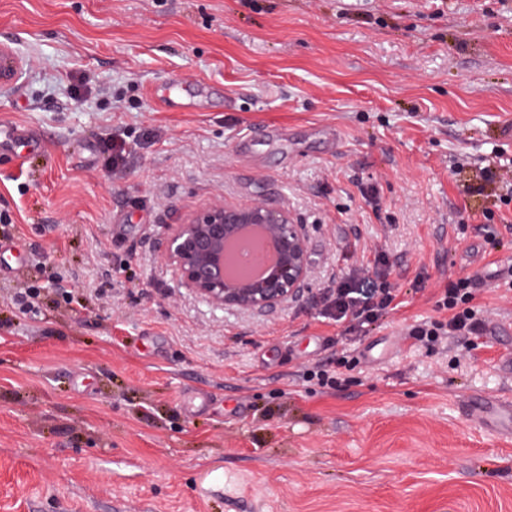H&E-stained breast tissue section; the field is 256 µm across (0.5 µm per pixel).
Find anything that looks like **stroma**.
<instances>
[{"label": "stroma", "instance_id": "obj_1", "mask_svg": "<svg viewBox=\"0 0 512 512\" xmlns=\"http://www.w3.org/2000/svg\"><path fill=\"white\" fill-rule=\"evenodd\" d=\"M0 43L27 61L0 121L40 136L0 156V512H512V441L465 414L512 397V190L465 191L512 160V0H0ZM213 199L308 224L300 299L174 288L164 227ZM380 256L402 305L359 340L319 294ZM461 274L481 348L415 346Z\"/></svg>", "mask_w": 512, "mask_h": 512}]
</instances>
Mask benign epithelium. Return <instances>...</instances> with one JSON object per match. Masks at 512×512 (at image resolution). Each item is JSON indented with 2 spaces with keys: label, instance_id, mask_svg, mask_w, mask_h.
<instances>
[{
  "label": "benign epithelium",
  "instance_id": "7a95c632",
  "mask_svg": "<svg viewBox=\"0 0 512 512\" xmlns=\"http://www.w3.org/2000/svg\"><path fill=\"white\" fill-rule=\"evenodd\" d=\"M25 60L0 44V89L21 74ZM258 226L275 245L277 261L262 277L227 272L225 243ZM163 261L176 286L215 310L254 316L296 301L313 275L306 225L288 207L259 200L230 204L214 200L164 225Z\"/></svg>",
  "mask_w": 512,
  "mask_h": 512
}]
</instances>
